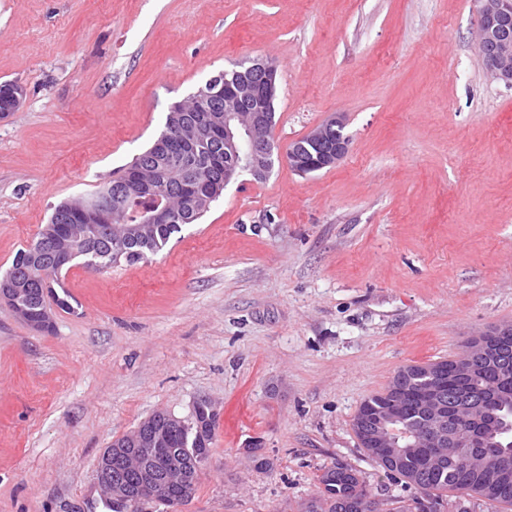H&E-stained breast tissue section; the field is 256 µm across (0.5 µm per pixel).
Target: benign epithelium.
Instances as JSON below:
<instances>
[{
    "label": "benign epithelium",
    "mask_w": 512,
    "mask_h": 512,
    "mask_svg": "<svg viewBox=\"0 0 512 512\" xmlns=\"http://www.w3.org/2000/svg\"><path fill=\"white\" fill-rule=\"evenodd\" d=\"M480 23L478 43L486 67L498 79L512 87V0H479ZM278 69L273 61L254 59L247 65H237L212 76L205 86L213 107H200L192 112L176 111L170 114V124L179 128L184 137L169 143L157 157L158 165L167 171H181L196 159L193 144H204L224 137V184L228 185L243 175L254 181L267 179L273 168L272 145L274 127L266 112V104L277 97ZM345 122L341 115L331 116L324 124L304 136L307 147L288 150V164L303 175L336 166L348 153L350 140L342 134ZM130 196L147 195L158 199L142 224L126 225V235L144 234L149 224H171L175 214L168 205L166 189L143 177L137 169L130 178ZM181 193L187 205L199 208L203 195L195 183L186 179ZM65 212L85 217L80 224H70L65 233L57 225L47 224L38 243L30 249L29 262L14 269L13 274L0 282V301L34 330L47 332L53 326L52 311L45 307L41 314L31 317L24 283L43 274L39 270L42 255L51 251L60 253V243L79 244L108 229L115 210L112 192L106 187L94 198L70 201ZM430 386L418 397L423 410L420 427L410 425L406 418L402 392L393 389L391 398L359 419L353 427L360 436L361 448H384L386 458L394 468L410 448L431 449L430 458L442 457L443 448H470L478 457L490 448L501 447L499 416L484 405L472 408L473 419L479 429L473 435L452 438L448 435L447 399L438 381L443 367L431 362L423 364ZM208 410L217 416L206 400L196 402L188 418L161 414V420L146 419L128 435L124 448H107L98 459L96 475L99 484L116 503L133 510L145 501L174 503L171 484L195 483L200 471L186 459L182 450L169 447V431L183 426L196 427L204 434L205 422L199 412Z\"/></svg>",
    "instance_id": "obj_1"
}]
</instances>
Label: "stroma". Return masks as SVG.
I'll list each match as a JSON object with an SVG mask.
<instances>
[{
  "label": "stroma",
  "instance_id": "obj_1",
  "mask_svg": "<svg viewBox=\"0 0 512 512\" xmlns=\"http://www.w3.org/2000/svg\"><path fill=\"white\" fill-rule=\"evenodd\" d=\"M477 41V0H0V83L24 89L1 273L234 63L276 64L280 147L336 113L350 138L335 167L229 184L146 260L73 264L51 331L0 302V512H111L104 449L202 399L219 425L190 498L142 512H293L336 463L411 497L361 448V402L512 323V88Z\"/></svg>",
  "mask_w": 512,
  "mask_h": 512
}]
</instances>
